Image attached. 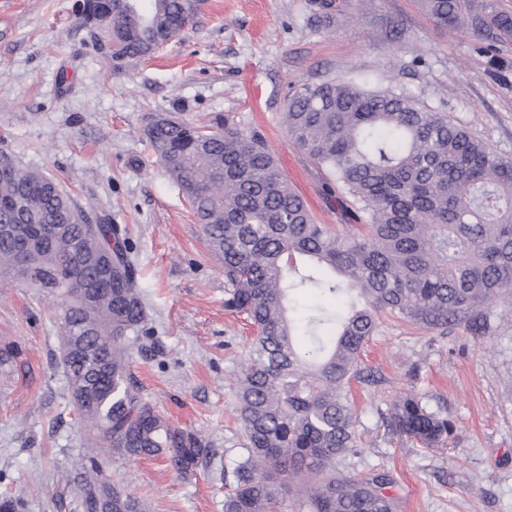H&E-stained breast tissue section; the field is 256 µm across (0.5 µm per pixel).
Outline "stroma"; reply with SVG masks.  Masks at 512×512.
Masks as SVG:
<instances>
[{
  "label": "stroma",
  "instance_id": "stroma-1",
  "mask_svg": "<svg viewBox=\"0 0 512 512\" xmlns=\"http://www.w3.org/2000/svg\"><path fill=\"white\" fill-rule=\"evenodd\" d=\"M354 75L448 113L512 159V40L480 50L448 32L420 0H206L181 39L114 69L78 0H0V155L55 179L94 221L125 227L140 271L152 347L135 349L144 399L215 448L182 478L163 459L108 462L111 480L150 512H224L243 442L232 378L254 336L224 309V270L189 203L153 154L150 114L233 118L259 132L323 224L348 216L326 171L289 140L280 115L297 88ZM61 300L0 280V494L25 512H76L64 475L83 431L61 363ZM490 332H445L384 315L362 354L376 386L352 383L369 465L394 477L398 512H512V304ZM411 392L446 406L456 425L442 448L387 433L382 411Z\"/></svg>",
  "mask_w": 512,
  "mask_h": 512
}]
</instances>
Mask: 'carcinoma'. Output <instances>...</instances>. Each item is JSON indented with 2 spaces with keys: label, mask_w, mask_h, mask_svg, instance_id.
<instances>
[{
  "label": "carcinoma",
  "mask_w": 512,
  "mask_h": 512,
  "mask_svg": "<svg viewBox=\"0 0 512 512\" xmlns=\"http://www.w3.org/2000/svg\"><path fill=\"white\" fill-rule=\"evenodd\" d=\"M112 0L88 5L83 22L105 33L115 68L149 58L181 36L202 0ZM431 19L490 42L512 39V15L495 0H422ZM282 123L292 143L334 177L360 227L316 223L261 135L227 117L197 126L160 112L145 135L202 224L224 268V309L256 329L235 395L244 443L224 512H398L385 471L361 467L349 384L368 382L363 348L385 311L428 330L490 327L492 307L512 299V160L409 96L363 87L356 77L305 85ZM47 176L0 159V278L62 299V363L91 450L65 484L81 512H99L95 491L112 486V512H148L145 501L103 474L102 457H162L182 477L211 458L195 434L167 422L141 396L132 344L147 313L128 238L92 224ZM60 231L21 254L29 218ZM326 300L305 320L291 292ZM387 430L425 448L456 425L442 408L406 394L382 413Z\"/></svg>",
  "instance_id": "cac0c4a2"
}]
</instances>
